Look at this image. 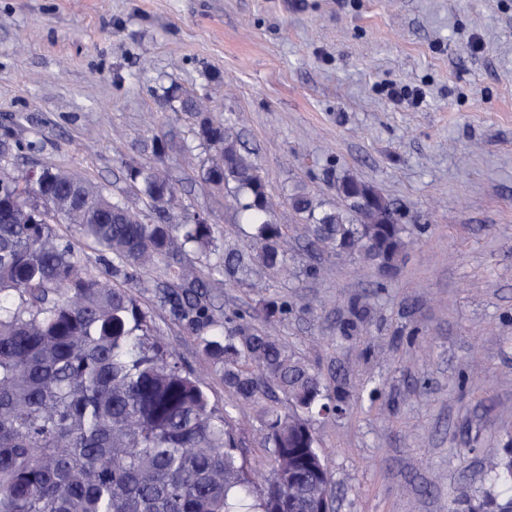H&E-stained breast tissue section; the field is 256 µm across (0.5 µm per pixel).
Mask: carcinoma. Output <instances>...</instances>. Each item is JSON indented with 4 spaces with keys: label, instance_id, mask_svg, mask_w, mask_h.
I'll return each instance as SVG.
<instances>
[{
    "label": "carcinoma",
    "instance_id": "cac0c4a2",
    "mask_svg": "<svg viewBox=\"0 0 512 512\" xmlns=\"http://www.w3.org/2000/svg\"><path fill=\"white\" fill-rule=\"evenodd\" d=\"M194 137L213 152L206 183L224 188L247 230L252 261L288 270V242L254 152L229 121L200 117ZM0 134V512H308L329 493L327 470L311 428L315 416H341L349 395L334 398L319 376L271 336L297 303L263 300L264 326L212 302L224 278L242 281L243 257L227 252L205 264L213 226L172 213L175 191L167 146L131 169L146 208L113 206L85 177L57 167L36 179L15 173L23 148ZM335 203L306 188L288 194L311 247L356 255L386 269L408 245V228L371 184L345 174ZM93 243L111 278L89 274L56 226ZM163 264L156 279L149 271ZM156 289L174 322L196 335L223 370L224 385L256 402L276 391L292 412L261 408V439L273 475L258 485L237 455L236 427L209 402L198 380L156 334L133 291ZM351 336L368 311L351 302ZM491 482L468 512H512V448L488 458Z\"/></svg>",
    "mask_w": 512,
    "mask_h": 512
}]
</instances>
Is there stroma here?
I'll use <instances>...</instances> for the list:
<instances>
[{
	"label": "stroma",
	"instance_id": "stroma-1",
	"mask_svg": "<svg viewBox=\"0 0 512 512\" xmlns=\"http://www.w3.org/2000/svg\"><path fill=\"white\" fill-rule=\"evenodd\" d=\"M171 87L241 131L288 237L287 273L254 267L251 284L219 289L217 310L259 323L264 293L296 297L276 336L351 394L349 415L312 422L335 512H461L512 440V0H0V131L38 145L17 167L72 170L141 208L129 170L173 141L184 211L213 224L217 250H246ZM345 173L412 230L391 269L307 245L289 192L335 201ZM354 299L370 322L345 336ZM138 301L270 476L257 406L153 293Z\"/></svg>",
	"mask_w": 512,
	"mask_h": 512
}]
</instances>
